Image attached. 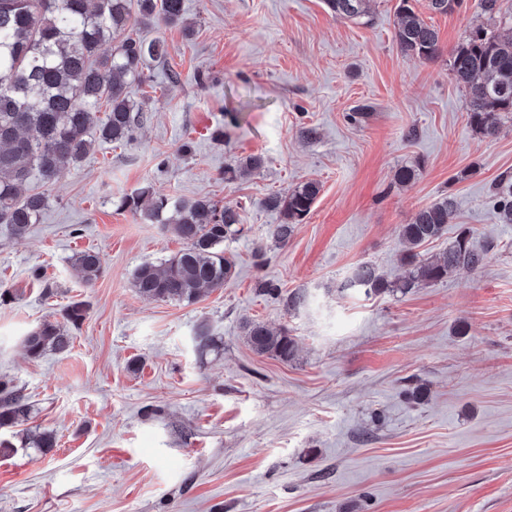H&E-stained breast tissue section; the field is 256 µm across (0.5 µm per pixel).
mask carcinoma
Returning <instances> with one entry per match:
<instances>
[{
    "instance_id": "carcinoma-1",
    "label": "carcinoma",
    "mask_w": 512,
    "mask_h": 512,
    "mask_svg": "<svg viewBox=\"0 0 512 512\" xmlns=\"http://www.w3.org/2000/svg\"><path fill=\"white\" fill-rule=\"evenodd\" d=\"M324 2L337 18L369 17L370 0ZM477 7L488 25L472 30L452 49L450 68L467 89L465 110L471 126L491 138L498 133L502 113L512 112V37L498 34L499 28L512 27V13L503 10L501 0H478ZM135 9L143 19L178 25L183 22L184 0H0V224L8 225L14 237H24L47 207L41 187L63 168L81 162L95 145L128 142L143 121L132 87L144 81L147 61L166 58L167 47L161 39L127 36L116 41ZM395 41L403 55L421 61L439 54L437 31L424 22L411 0H400ZM110 42L111 52H101ZM103 105L108 112L100 120L97 113ZM319 192V184L309 181L266 198L265 206L282 216L274 229L279 240L288 241ZM494 197L499 219L512 224V181L495 184ZM119 208L163 225L185 242L164 263L146 262L134 270L133 286L141 296L193 303L203 290L224 287L234 274V261L224 255V240L240 232L238 210L206 197L155 198L147 187L124 196ZM453 212V200L444 196L420 208L412 222L402 226L403 261L409 267L402 288L441 281L452 270L481 268L484 247L466 232L443 253L419 259L416 249L443 236ZM72 267L87 286L102 274L93 250L76 253ZM348 286L377 293L388 289L369 264L357 268ZM85 315V303L77 301L65 308L62 320L41 323L24 337L27 355L39 359L68 352L71 329L78 328ZM243 330L254 352L286 363L295 359L296 341L287 329L252 321ZM195 340L202 353L216 348L205 324L198 327ZM33 411L27 396L0 380V429L29 420ZM27 440L43 452L56 445L55 436L46 431L29 433Z\"/></svg>"
}]
</instances>
